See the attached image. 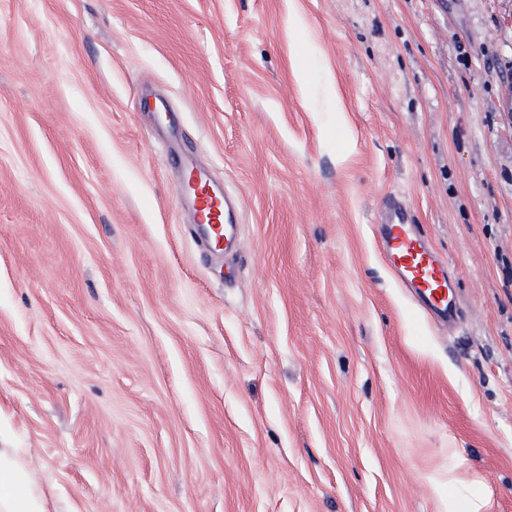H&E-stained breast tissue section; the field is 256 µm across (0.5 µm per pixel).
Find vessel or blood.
I'll return each mask as SVG.
<instances>
[{"instance_id": "obj_1", "label": "vessel or blood", "mask_w": 512, "mask_h": 512, "mask_svg": "<svg viewBox=\"0 0 512 512\" xmlns=\"http://www.w3.org/2000/svg\"><path fill=\"white\" fill-rule=\"evenodd\" d=\"M173 161L193 181L192 188L186 192L190 224L205 228V238L212 250L231 245L236 236L237 219L223 190L190 157L177 155ZM380 246L402 287L409 289L430 311L452 316L454 301L448 274L416 231L409 206L394 196L385 201Z\"/></svg>"}]
</instances>
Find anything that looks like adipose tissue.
I'll return each mask as SVG.
<instances>
[{
	"label": "adipose tissue",
	"mask_w": 512,
	"mask_h": 512,
	"mask_svg": "<svg viewBox=\"0 0 512 512\" xmlns=\"http://www.w3.org/2000/svg\"><path fill=\"white\" fill-rule=\"evenodd\" d=\"M51 494L33 484L15 448H0V512H50Z\"/></svg>",
	"instance_id": "ef3b65f1"
}]
</instances>
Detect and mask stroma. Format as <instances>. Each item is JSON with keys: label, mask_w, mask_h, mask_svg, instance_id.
<instances>
[{"label": "stroma", "mask_w": 512, "mask_h": 512, "mask_svg": "<svg viewBox=\"0 0 512 512\" xmlns=\"http://www.w3.org/2000/svg\"><path fill=\"white\" fill-rule=\"evenodd\" d=\"M506 87L512 0H0V448L52 512H512ZM171 158L193 180V187L186 189L188 222L206 229L205 238L212 250L227 249L235 239L237 219L224 191L190 157L172 155ZM384 205L380 246L387 264L425 308L451 317L454 301L448 273L416 231L409 206L396 196H389Z\"/></svg>", "instance_id": "1"}]
</instances>
